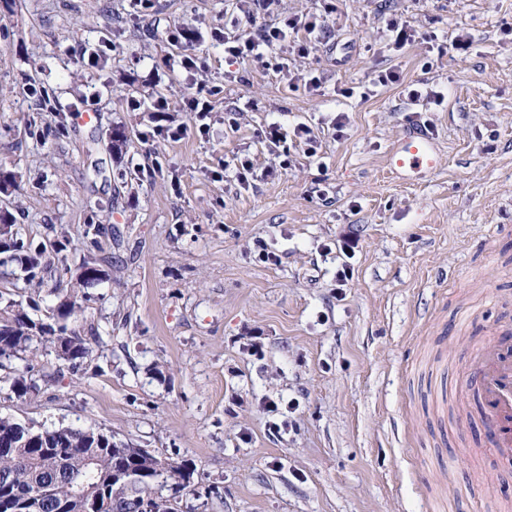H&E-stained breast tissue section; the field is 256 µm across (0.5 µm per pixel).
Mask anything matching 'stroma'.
Returning <instances> with one entry per match:
<instances>
[{
  "label": "stroma",
  "mask_w": 512,
  "mask_h": 512,
  "mask_svg": "<svg viewBox=\"0 0 512 512\" xmlns=\"http://www.w3.org/2000/svg\"><path fill=\"white\" fill-rule=\"evenodd\" d=\"M331 2L327 34L283 72L229 62L213 38L234 17L247 38L278 13L319 16ZM392 14L420 33L400 52L382 30ZM175 26L188 40L167 41ZM460 31L472 38L463 54L448 48ZM196 51L205 71L172 68ZM387 69L400 83L377 84ZM309 73L321 92L293 87ZM203 85L224 88L204 134L184 109ZM408 86L423 99L407 100ZM274 123L290 165L270 177L280 148L261 133ZM300 123L314 147L292 138ZM414 123L440 152L419 183L385 163ZM179 124L181 140L160 136ZM116 127L128 136L118 153ZM1 168L18 179L0 208L42 255L30 279L0 253V296L49 324L77 301L67 327L91 351L0 361V416L94 428L190 463L175 512L512 502V471L482 451V403L460 391L472 347L512 326V0H278L250 19L237 0H0ZM260 247L274 262L255 259ZM89 266L101 278L79 287ZM495 287L502 299H487ZM291 399L287 431L270 433L267 403Z\"/></svg>",
  "instance_id": "stroma-1"
}]
</instances>
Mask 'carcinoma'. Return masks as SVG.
<instances>
[{
    "mask_svg": "<svg viewBox=\"0 0 512 512\" xmlns=\"http://www.w3.org/2000/svg\"><path fill=\"white\" fill-rule=\"evenodd\" d=\"M8 246L14 260L33 270L37 258L32 244L16 239ZM0 358L36 352L54 338L65 341L64 359L75 361L89 354L85 339L69 335L64 325L50 333L37 330L27 314L4 310L0 314ZM33 428L0 417V491L9 489L18 512H85L76 495L82 488L107 504L103 512H171L161 496H151L159 479L168 477L179 489L191 485L193 470L187 463L174 465L130 445H110V435L94 441L81 429L38 431L39 442L26 440Z\"/></svg>",
    "mask_w": 512,
    "mask_h": 512,
    "instance_id": "cac0c4a2",
    "label": "carcinoma"
}]
</instances>
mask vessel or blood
I'll return each mask as SVG.
<instances>
[{
    "mask_svg": "<svg viewBox=\"0 0 512 512\" xmlns=\"http://www.w3.org/2000/svg\"><path fill=\"white\" fill-rule=\"evenodd\" d=\"M440 155L424 129L406 128L387 156V167L397 177L419 180L434 172ZM484 402L489 433L488 454L512 469V343L498 338L475 348L463 378Z\"/></svg>",
    "mask_w": 512,
    "mask_h": 512,
    "instance_id": "obj_1",
    "label": "vessel or blood"
}]
</instances>
